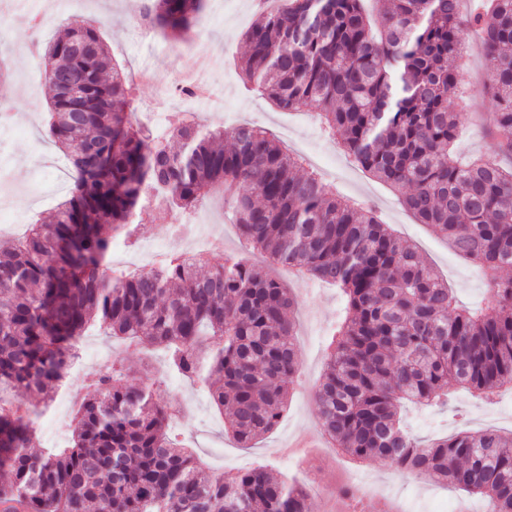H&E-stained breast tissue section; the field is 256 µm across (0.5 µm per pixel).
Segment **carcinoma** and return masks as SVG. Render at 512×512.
Here are the masks:
<instances>
[{
  "instance_id": "obj_1",
  "label": "carcinoma",
  "mask_w": 512,
  "mask_h": 512,
  "mask_svg": "<svg viewBox=\"0 0 512 512\" xmlns=\"http://www.w3.org/2000/svg\"><path fill=\"white\" fill-rule=\"evenodd\" d=\"M208 0H141L140 20L176 38ZM245 34L244 85L282 110L313 104L325 131L364 171L403 191L404 208L479 264L486 308L455 306L436 271L366 204L336 196L262 129L177 119L157 134L131 121L127 73L100 26L77 23L38 50L53 95L47 132L72 164L51 224L0 245V402L12 391L51 400L77 341L98 328L130 347H161L168 369L198 386L245 447L269 434L300 369L276 280L228 256L172 253L116 274L112 247L134 223L191 214L224 186L239 236L275 265L340 291L344 307L316 386L324 434L341 452L512 512V434L457 433L424 444L402 424L403 402L448 404L453 382L487 402L512 389V170L453 156L462 34L479 28L490 62L481 93L512 156V0H277ZM111 227L112 233L106 232ZM155 376L113 359L83 379L65 448L29 452V409L0 405L3 512H308L310 493L265 468L211 475L172 430Z\"/></svg>"
}]
</instances>
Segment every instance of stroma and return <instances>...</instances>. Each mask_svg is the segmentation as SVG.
<instances>
[{
    "label": "stroma",
    "mask_w": 512,
    "mask_h": 512,
    "mask_svg": "<svg viewBox=\"0 0 512 512\" xmlns=\"http://www.w3.org/2000/svg\"><path fill=\"white\" fill-rule=\"evenodd\" d=\"M138 8L139 0H0V51L8 54L12 63L11 76L0 80V105L19 117L16 127H0V171L8 175L0 186V215L11 223L10 228H0V238H17L29 224L51 223L55 207L71 185L67 160L44 135V112L51 91L43 78L32 75L40 61L30 50L33 33L29 21L41 18L43 37L49 40L64 34L75 21L100 19L106 23L108 43L116 60L130 73L148 74L147 79L134 84V121L161 133L174 113L190 112L204 126L230 129L248 122L264 128L289 152L308 156L310 171L335 188L338 195L374 205L384 223L413 244L447 281L458 306H486L489 293L482 269L455 254L429 226L417 223L401 207L398 192L359 166L344 169L349 156L323 131L314 106L283 112L244 90L236 62L248 50L243 34L256 18L254 0H209L204 34L180 41L142 28ZM464 42L467 58L461 82L470 94L464 108L452 103L448 109L459 116L461 157H493L497 146L487 124L494 104L479 91L487 80L488 60L476 33H466ZM186 79L202 84V97L173 95L175 83ZM224 210V199L218 194L196 213L140 225L129 243L114 248L112 257L118 262L135 260L145 246L168 254L178 250L182 238L202 244L214 236L223 237L224 248L208 254L209 263H222L228 255L246 257L247 247ZM263 270L289 288L299 301L294 317L301 369L278 425L249 448L239 445L227 432L223 415L212 408L206 393L177 378L166 379L162 386L165 402L169 408L182 410L174 430L193 448L204 467L215 474L268 467L273 475L309 486V512H336L340 503L336 488L345 482L363 487L361 512H379L383 501L393 512H460L464 507L469 512H486V503L459 489L399 472L382 459L354 463L323 442L315 386L323 371L328 340L342 311L341 299L336 289L288 268L267 263ZM81 341L100 351L101 356L88 361L84 369H73L50 407L35 415L39 449L66 445L72 432L79 376L85 370H98L102 356L121 358L135 371L148 364L157 369L163 366L162 351L134 350L123 340L95 330L87 332ZM484 408L483 402L457 390L448 406L423 409L408 405L403 418L422 441L454 433L455 413L459 410L468 418V429L493 427L512 432V392H501L492 416H485ZM304 435L309 436L310 447L301 449L296 457L280 455L284 444L295 443Z\"/></svg>",
    "instance_id": "stroma-1"
}]
</instances>
